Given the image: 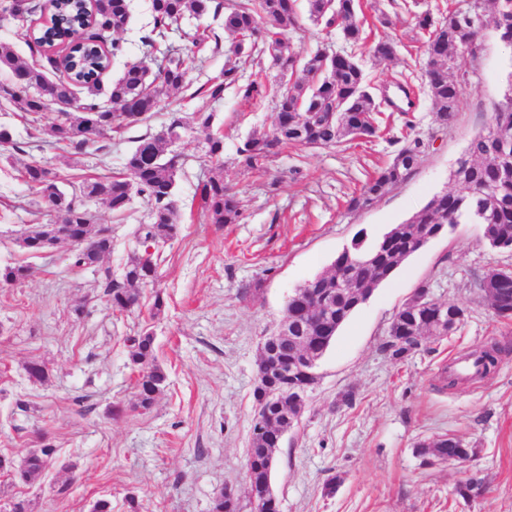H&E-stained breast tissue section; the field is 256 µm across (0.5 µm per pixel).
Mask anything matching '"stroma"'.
<instances>
[{"label": "stroma", "instance_id": "obj_1", "mask_svg": "<svg viewBox=\"0 0 512 512\" xmlns=\"http://www.w3.org/2000/svg\"><path fill=\"white\" fill-rule=\"evenodd\" d=\"M26 20H0V42L20 59L43 61L45 50L29 37L45 20L46 0H30ZM465 0H364L389 27L366 29L368 43L392 38L397 55L365 56L375 85L394 94L397 80L413 88L412 112H393L388 124L401 134L412 122L426 151L403 183L372 205L350 209L393 149L385 137L355 140L329 149L289 148L249 170L236 159L240 140L271 132L272 99L248 102L229 88L221 100L196 95L208 79L233 65L227 49L234 37L220 17L185 21L192 35L219 34L220 48L205 44L188 84L171 95V107L149 121L111 133L99 146L79 152L56 144L45 130L57 119L52 105L41 114L40 133L0 98V127L23 142L20 152L0 149V266L23 264L21 284L0 287V454L20 456L47 437L59 450L57 463L34 483H12L0 474V508L24 500L28 512H90L110 499L112 512H210L224 485L249 500L247 454L257 361L264 336L286 316L289 295L328 269L358 232L380 236L402 223L433 194L453 190L451 178L471 138L486 130L503 100L512 71V49L486 29L476 54L457 59L464 83L456 123L439 128L422 71L424 38L415 13L460 7ZM130 22L122 35L126 56L103 76L110 88L125 63L142 55L140 37L153 21L152 0H129ZM213 116L224 134L223 175L239 193L243 219L206 223L198 186L215 168L207 155L209 129L187 125L173 150L181 169L174 187L179 233L166 247L155 286L141 291L142 310L108 308L90 269L72 268L69 243L34 257L19 245L31 225L46 222V209L22 178L26 165L44 163L61 175L80 177L122 171L139 136L158 133L169 110ZM97 223L110 227L112 251L104 264L122 276L137 251L135 231L149 222V208L134 197L116 215L98 200L86 201ZM512 255L492 251L479 224H460L407 259L340 329L320 360L298 424L282 439L272 483L280 512H512V320L495 317L478 283ZM429 284L433 298L463 307V322L445 336H427L405 358L386 347L395 313L416 288ZM165 307L148 309L155 295ZM83 305L82 316L73 309ZM150 328L167 382L147 410L136 405V374L129 336ZM500 341L509 350L495 375L477 383L442 388V367L472 348ZM43 362L49 379H28L29 361ZM352 393L351 403L342 396ZM121 414H113V407ZM464 440L476 454L466 464H429L416 445L442 435ZM485 487L476 497L458 493L471 476ZM334 493H326L329 481Z\"/></svg>", "mask_w": 512, "mask_h": 512}]
</instances>
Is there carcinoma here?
<instances>
[{
    "label": "carcinoma",
    "instance_id": "carcinoma-1",
    "mask_svg": "<svg viewBox=\"0 0 512 512\" xmlns=\"http://www.w3.org/2000/svg\"><path fill=\"white\" fill-rule=\"evenodd\" d=\"M487 18L499 29L498 35L512 40V0H491ZM360 0H306L305 11L310 21L327 29H338L349 49L327 59L321 48L300 52L292 47L290 32L299 28L296 0H152L153 25L141 37L143 56L126 65L122 75L112 82L108 94L111 111L101 101L102 72L112 61L124 55L123 41L118 34L129 23L128 0H94L92 17H87L83 0H55L51 4L50 23L30 32L40 46L64 43L68 35L89 28L88 41L70 48L64 66L65 77L57 82L48 79L53 69L50 58L42 64L22 61L12 49L0 43V71L11 74V81L0 86V97L24 115L43 109L44 91L48 90L64 104L57 123L51 126L55 142L77 151L90 141L91 119L102 127L100 135L130 129L146 122L161 108L164 98L187 85L191 65L196 61L195 48L200 45L191 37L183 51L166 49L157 59L159 45L183 32V23L190 17L224 15V30L238 36L228 53L244 64H260L264 56L271 58L276 70L272 82L245 79L240 66H232L196 89L212 100L224 98V90L237 88L245 100L276 99V120L268 134H252L238 144V162L248 169H258L271 155L288 147H336L349 140H369L377 136V116L382 113L374 87L367 79L361 58L353 47L365 44L364 24L358 19ZM469 10L449 9L436 18L426 10L416 16L417 27L427 34L424 41L423 68L426 90L433 105V121L444 128L457 117L461 85L452 70L456 59L475 51L474 34L467 21ZM398 43L380 40L373 48V57L385 60L397 52ZM502 103L494 114L491 128L474 136L464 155L463 164L453 173L454 191L434 195L412 217L370 241L364 234L355 236L349 246L336 257L329 271L322 273L318 287L325 291L326 303L311 311V302L296 288L288 297L286 318L296 330L273 341L278 354L286 359L306 351L320 359L336 340L342 326L360 308L361 298L388 281L397 269L418 250L426 233L444 225L461 223L483 225V236L493 250L512 244V163L504 159L503 143H512V72ZM186 118L173 113L167 130L138 140L127 156L124 172L106 177L87 178L72 184L67 195L55 191L61 175L46 164H29L23 178L45 204L48 211L65 224L64 236L71 240L90 238L95 244L87 249H74L70 254L73 268L92 267L99 272V287L107 304L114 311L133 312L140 305L142 286L153 285L163 248L178 232V210L173 190L179 171V156L172 153L170 129L182 127ZM392 160L363 187L350 207L369 206L388 188L404 182L425 153L419 137H394ZM207 155L217 164L224 158V135L210 133ZM142 197L150 207L151 220L136 231L140 250L129 259L121 278L112 277L102 265L111 252L112 239L98 236L99 225L94 215L82 205V199L104 201L114 214L124 213L134 196ZM202 214L212 224H236L242 213L237 193L224 185V177L213 174L199 184ZM56 239L51 224L31 227L20 245L32 255L39 254V242ZM29 275V267H0V284L12 286ZM501 277L497 299L512 308V272L492 269L479 282V289L493 287ZM439 308L433 303L430 286H419L413 297L395 314L388 331L392 356L404 358L414 349L411 337L427 333L440 335ZM130 362L137 373L136 388L139 407L150 408L164 388L167 374L157 362L155 336L145 330L128 338ZM482 362L479 379L495 372L502 348L497 343L477 349ZM277 391L273 403H264V394L255 393L257 405H265L264 423L270 431L284 430L297 422L303 404L296 394L288 392L282 375L269 377ZM43 453H26L6 457V474L12 480L30 484L46 470L47 458L57 457V448L41 437ZM420 453L458 461L470 449L457 437H441ZM276 447L263 435L252 434L248 449L250 489H259L268 480L267 462L275 457Z\"/></svg>",
    "mask_w": 512,
    "mask_h": 512
}]
</instances>
